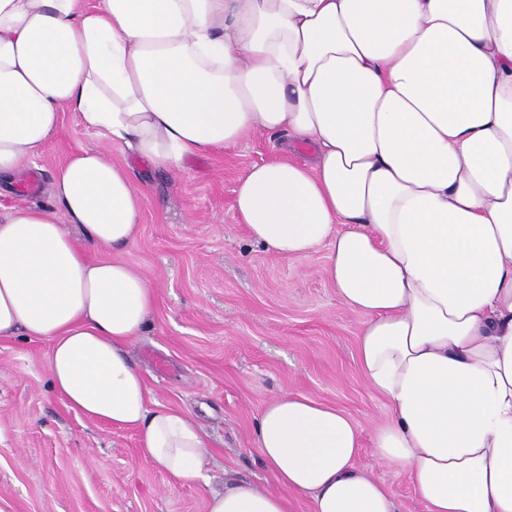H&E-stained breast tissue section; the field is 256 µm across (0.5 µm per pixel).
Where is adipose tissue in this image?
I'll use <instances>...</instances> for the list:
<instances>
[{
  "mask_svg": "<svg viewBox=\"0 0 512 512\" xmlns=\"http://www.w3.org/2000/svg\"><path fill=\"white\" fill-rule=\"evenodd\" d=\"M67 112L107 145L73 150L48 204L0 212V339H48L71 408L135 429L179 484L205 482L203 433L150 408L128 355L156 293L117 256L141 196L111 148L170 171L283 133L231 209L273 255L326 249L388 408L378 463L426 512H512V0H0V183ZM361 434L310 395L268 399L254 444L278 491L228 482L207 512H292L299 496L313 512H398L356 464Z\"/></svg>",
  "mask_w": 512,
  "mask_h": 512,
  "instance_id": "adipose-tissue-1",
  "label": "adipose tissue"
}]
</instances>
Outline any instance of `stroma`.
<instances>
[{"label":"stroma","instance_id":"1","mask_svg":"<svg viewBox=\"0 0 512 512\" xmlns=\"http://www.w3.org/2000/svg\"><path fill=\"white\" fill-rule=\"evenodd\" d=\"M279 141L259 136L173 173L111 148L142 194L138 235L123 257L156 284L149 327L130 356L152 403L187 413L207 433V485L175 483L140 457L134 431L70 409L49 384V342L17 336L0 339V512H207L208 486L225 479L275 489L253 438L262 404L283 391L336 404L367 437L385 418L358 365L364 317L338 301L325 251L274 256L230 208L239 179L274 158ZM79 145L107 146L64 113L16 188L0 194V210L45 203ZM357 463L384 481L400 512H426L406 477L378 464L368 440Z\"/></svg>","mask_w":512,"mask_h":512}]
</instances>
